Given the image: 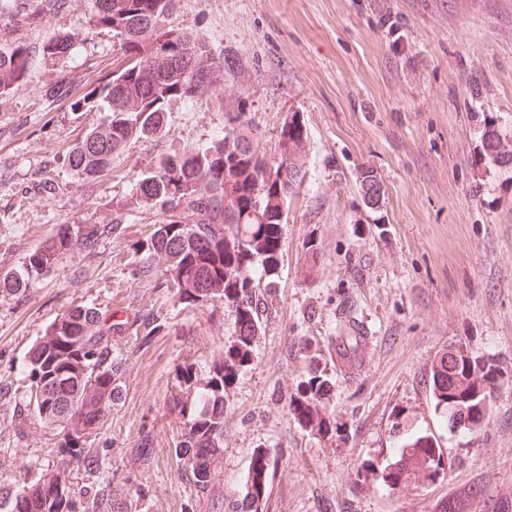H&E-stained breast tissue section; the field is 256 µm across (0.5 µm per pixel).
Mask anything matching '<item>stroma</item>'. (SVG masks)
I'll return each mask as SVG.
<instances>
[{"instance_id": "stroma-1", "label": "stroma", "mask_w": 512, "mask_h": 512, "mask_svg": "<svg viewBox=\"0 0 512 512\" xmlns=\"http://www.w3.org/2000/svg\"><path fill=\"white\" fill-rule=\"evenodd\" d=\"M94 0H64L32 20L0 14V43L33 53L30 81L0 95V272L64 224L98 228L22 293L0 291V485L34 482L66 456L60 429L30 415L25 356L74 304L122 320L105 340L123 394L83 446L96 471L72 470L77 512L106 489L115 512H232L252 453L277 462L260 512H512V165L492 163L481 135L512 139V0H180L173 27L212 49L225 96L243 100L267 157L289 112L309 140L305 180L290 198L274 288H257L264 329L224 410V449L200 492L178 467L183 420L171 408L186 363L206 379L235 337L230 308L177 300L161 260L141 249L162 221L134 206L142 171L164 154L208 145L226 116L214 99H175L167 132L135 139L109 172L84 178L68 156L108 116L92 100L120 60L112 30L94 26ZM83 39L67 60L44 45ZM236 57L225 70L224 56ZM383 187L366 205L359 174ZM158 315L163 333L143 342ZM363 338L356 366L336 363L343 325ZM470 347L509 385L481 429L454 433L430 398L434 357ZM328 380V432L301 428L297 386ZM430 436L443 469H413L388 487L401 432Z\"/></svg>"}]
</instances>
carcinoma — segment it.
<instances>
[{
    "instance_id": "obj_1",
    "label": "carcinoma",
    "mask_w": 512,
    "mask_h": 512,
    "mask_svg": "<svg viewBox=\"0 0 512 512\" xmlns=\"http://www.w3.org/2000/svg\"><path fill=\"white\" fill-rule=\"evenodd\" d=\"M178 0H94L95 26L109 28L119 37L123 59L120 69L98 82L94 92L111 112L106 126L90 130L70 154L71 168L93 177L109 170L112 157L124 151L132 138L162 135L167 126L169 101L176 98L214 97L218 82L211 48L200 36L167 27ZM79 38L62 36L46 48L50 56L65 59ZM175 52L164 55L158 46ZM32 52L20 45H0V92L29 79ZM226 111L224 135L202 149L163 155L141 174L135 204L157 207L168 217L156 225L146 248L165 264L169 283L179 300L188 304L220 301L234 314L236 337L209 367L198 386L193 365L178 370L179 392L173 408L184 419L175 456L190 470L197 491L210 483L214 462L224 443V408L227 391L237 374L252 360L262 320L255 300V279L274 283L280 265L283 224L288 200L300 188L308 144L306 127H281L280 159L262 154L245 133L247 117L239 100H221ZM483 147L491 161L512 164V140L493 129L483 132ZM361 186L369 205L381 199L382 186L364 173ZM91 244L93 228L65 225L28 255L23 266L0 276V287L14 292L31 279L50 271L60 254L79 236ZM109 314L95 307L74 305L51 322L28 351L29 410L47 426L67 431L76 462L92 470L80 441L110 414L122 395L120 362L107 360L99 341L112 334ZM298 390L290 401L298 423L326 432L330 420L314 399L325 388ZM499 381L486 361L468 348L452 345L439 351L431 368L435 410L450 423L453 410L463 408L469 432L481 428L491 410V396ZM425 469L429 480L438 476L441 460L426 437L408 440L400 458L388 465L386 481L397 485L406 466ZM271 458L253 451L244 482L239 512H258L266 490ZM71 483L63 472L49 471L36 482L13 488L0 486V512H75Z\"/></svg>"
}]
</instances>
